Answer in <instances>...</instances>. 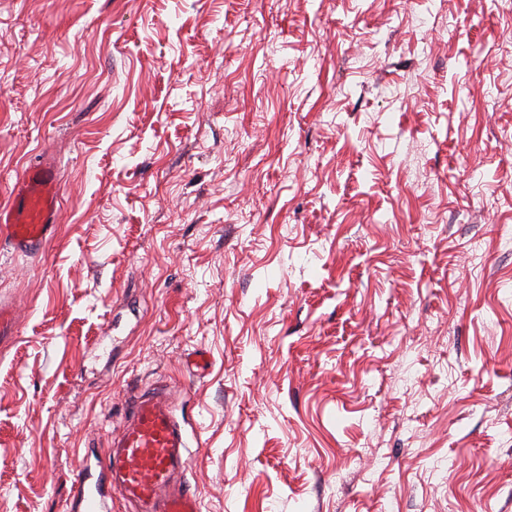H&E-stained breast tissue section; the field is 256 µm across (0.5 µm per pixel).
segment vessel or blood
<instances>
[{"label":"vessel or blood","instance_id":"1","mask_svg":"<svg viewBox=\"0 0 512 512\" xmlns=\"http://www.w3.org/2000/svg\"><path fill=\"white\" fill-rule=\"evenodd\" d=\"M59 177L38 158L15 181L11 201L0 206V241L15 252L36 254L59 222ZM189 444L166 388L134 392L106 454L85 449L66 512H108L112 500L131 512H201L187 478Z\"/></svg>","mask_w":512,"mask_h":512}]
</instances>
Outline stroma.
<instances>
[{
	"mask_svg": "<svg viewBox=\"0 0 512 512\" xmlns=\"http://www.w3.org/2000/svg\"><path fill=\"white\" fill-rule=\"evenodd\" d=\"M37 153L0 512H65L160 383L203 512H512L502 0H0V203ZM11 201L0 206L1 242L17 253L38 254L53 238L59 223V177L56 167L40 157L15 181Z\"/></svg>",
	"mask_w": 512,
	"mask_h": 512,
	"instance_id": "1",
	"label": "stroma"
}]
</instances>
